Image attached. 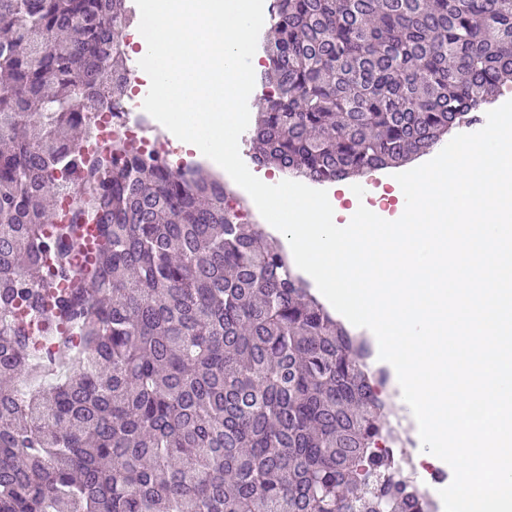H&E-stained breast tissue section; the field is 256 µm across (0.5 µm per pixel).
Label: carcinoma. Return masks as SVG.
I'll return each instance as SVG.
<instances>
[{
	"label": "carcinoma",
	"instance_id": "carcinoma-1",
	"mask_svg": "<svg viewBox=\"0 0 512 512\" xmlns=\"http://www.w3.org/2000/svg\"><path fill=\"white\" fill-rule=\"evenodd\" d=\"M270 21L249 152L312 183L425 155L512 84V0H273ZM132 23L129 0H0V512H433L371 342L224 182L126 139L83 151L122 110ZM40 339L62 373L21 399Z\"/></svg>",
	"mask_w": 512,
	"mask_h": 512
}]
</instances>
